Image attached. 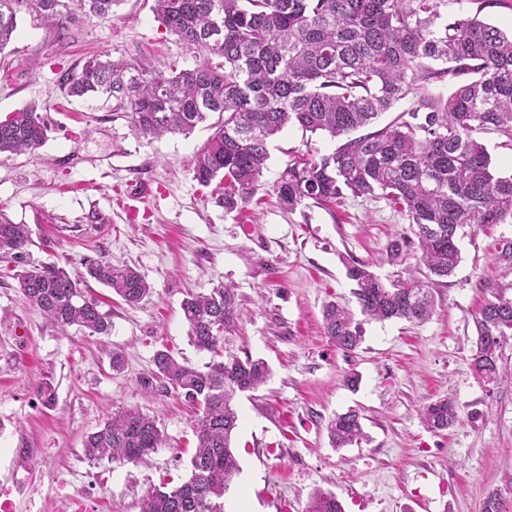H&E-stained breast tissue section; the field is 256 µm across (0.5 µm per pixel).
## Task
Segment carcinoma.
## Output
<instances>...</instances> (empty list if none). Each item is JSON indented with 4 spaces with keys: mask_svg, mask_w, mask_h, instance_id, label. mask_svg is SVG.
Masks as SVG:
<instances>
[{
    "mask_svg": "<svg viewBox=\"0 0 512 512\" xmlns=\"http://www.w3.org/2000/svg\"><path fill=\"white\" fill-rule=\"evenodd\" d=\"M73 1L78 15L70 8ZM119 2L0 0V52L12 41L22 8L33 21L57 26L65 39L79 17L108 20ZM453 2L154 0L157 19L199 56V64L147 70L132 61L93 58L62 81L71 97H105L142 137L186 135L217 115L193 173L205 187L220 179V201L228 212L252 193L271 139L287 126L346 138L330 154L289 164L275 186L277 197L293 210L308 200L334 202L348 191L402 208L415 239L394 240L388 260L399 262L413 248L426 280H384L358 262L347 268V277L362 315L421 323L434 310L429 283L451 276L460 262L458 229L512 221V176L494 174L491 156L476 137L488 130L512 133V34L477 15L448 17ZM450 80L448 94L435 90ZM409 97L412 105L400 120L352 136ZM48 132L42 108L31 104L0 121V154L37 150ZM29 242L26 225L0 219V261L19 265L14 279L23 300L63 333L71 326L92 336L111 332L108 314L88 293L89 278L129 306L152 293L136 269L110 259H83L84 277L58 263L28 266L23 259ZM484 287L492 299L476 317L471 362L484 382L496 384L502 379L500 352L512 335V295L506 287ZM181 309L194 346L212 360L200 370L158 351L155 370L140 384L147 393L161 385L195 407L197 446L190 477L154 488L141 512H224V492L239 472L231 445L238 426L232 401L236 393L263 385L270 369L262 359H218L224 332L240 315L232 286L189 293ZM323 321L325 335L344 354L360 347V323L347 306L328 303ZM420 418L442 434L455 423L456 406L448 397L437 398L422 405ZM327 432L333 448L366 438L353 409L336 415ZM163 443L152 417L119 409L86 437L83 451L91 460L140 462ZM305 512L344 510L335 494L318 491Z\"/></svg>",
    "mask_w": 512,
    "mask_h": 512,
    "instance_id": "carcinoma-1",
    "label": "carcinoma"
}]
</instances>
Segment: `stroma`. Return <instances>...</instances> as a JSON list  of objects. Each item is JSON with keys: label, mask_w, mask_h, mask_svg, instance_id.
<instances>
[{"label": "stroma", "mask_w": 512, "mask_h": 512, "mask_svg": "<svg viewBox=\"0 0 512 512\" xmlns=\"http://www.w3.org/2000/svg\"><path fill=\"white\" fill-rule=\"evenodd\" d=\"M152 0H122L112 19L83 18L65 40L52 28L17 17L13 41L0 52V119L38 103L51 126L40 149L0 155V215L27 225L28 263H125L153 288L139 306L93 284L112 330L67 334L21 297L10 266L0 263V501L10 512H140L146 495L168 479L190 476L196 435L189 404L138 380L169 349L204 368L210 354L190 340L181 302L187 293L234 285L241 321L225 333V354L264 359L271 376L237 395L233 445L240 472L224 494L225 512H304L312 493L330 491L344 512H481L490 492L512 500V383L485 384L473 372L475 320L486 282L512 284L495 260L512 222L458 231L462 260L432 284L435 311L420 324L362 320L352 355L324 336L322 312L352 301L345 261L365 263L385 279L421 277L415 254L389 265L387 249L413 229L383 199L351 194L330 205L284 210L274 187L287 164L304 154L332 153L338 140L289 127L276 135L254 193L225 212L215 187L193 176L209 130L146 138L101 99L69 97L65 73L96 55L151 69L168 62L191 68L193 52L165 31ZM449 15H479L512 30V0H454ZM123 372H113L112 351ZM356 371L357 390L343 377ZM51 381L52 406L38 387ZM448 397L459 418L435 434L419 418L431 399ZM121 407L152 416L165 444L148 463L93 461L83 441ZM354 408L367 434L361 444L330 447L326 426Z\"/></svg>", "instance_id": "stroma-1"}]
</instances>
